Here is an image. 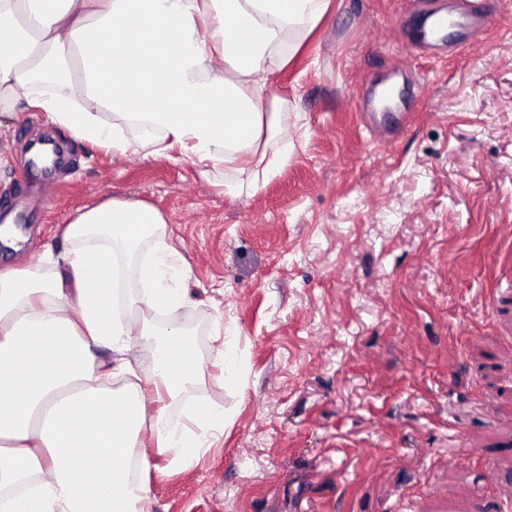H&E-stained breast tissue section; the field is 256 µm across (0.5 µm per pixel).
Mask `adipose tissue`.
<instances>
[{
  "label": "adipose tissue",
  "instance_id": "ef3b65f1",
  "mask_svg": "<svg viewBox=\"0 0 512 512\" xmlns=\"http://www.w3.org/2000/svg\"><path fill=\"white\" fill-rule=\"evenodd\" d=\"M330 0H0V111L18 102L75 139L112 153L178 151L201 176L254 170L228 194L257 191L287 165L286 103L269 78L293 60ZM69 63L56 85L36 84L20 61L36 46ZM155 207L110 199L65 226L62 266L48 255L0 269V512H146L141 433L160 455L195 458L193 431L147 423L180 396L201 363L189 334L170 324L146 341L148 370L127 354L139 331L120 310L119 270L144 238L134 308L166 311L188 291L172 287L177 251ZM105 349L107 357L96 354ZM132 382L113 388L119 377Z\"/></svg>",
  "mask_w": 512,
  "mask_h": 512
}]
</instances>
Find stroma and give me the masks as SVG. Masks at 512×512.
<instances>
[{
  "label": "stroma",
  "instance_id": "obj_1",
  "mask_svg": "<svg viewBox=\"0 0 512 512\" xmlns=\"http://www.w3.org/2000/svg\"><path fill=\"white\" fill-rule=\"evenodd\" d=\"M465 47L415 44L411 0H332L270 78L295 149L233 198L187 160L123 156L45 113L0 112V267L69 248L108 198L160 210L203 380L169 404L224 412L191 463L143 451L150 512H512V0ZM42 135L63 162L23 190ZM223 363H216V349Z\"/></svg>",
  "mask_w": 512,
  "mask_h": 512
}]
</instances>
